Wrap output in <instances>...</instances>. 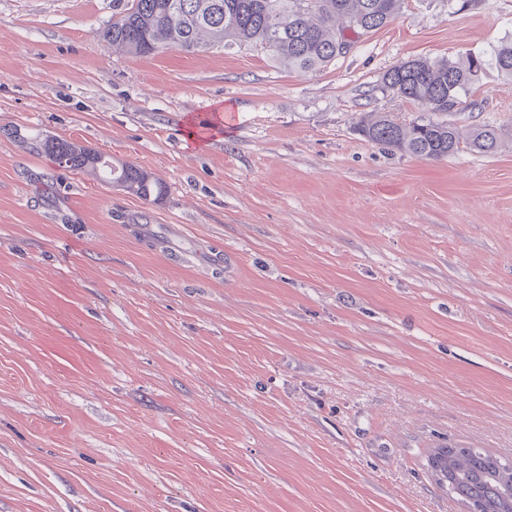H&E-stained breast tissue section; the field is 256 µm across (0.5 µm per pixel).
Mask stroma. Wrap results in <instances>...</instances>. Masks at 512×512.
Listing matches in <instances>:
<instances>
[{
	"label": "stroma",
	"instance_id": "35a3bbf8",
	"mask_svg": "<svg viewBox=\"0 0 512 512\" xmlns=\"http://www.w3.org/2000/svg\"><path fill=\"white\" fill-rule=\"evenodd\" d=\"M112 0H0V512H460L441 444L512 458V81L442 160L367 142L416 57L512 0H404L319 72L112 51ZM57 136L159 200L61 167ZM36 145L52 154L62 167L75 172H90L101 181L119 186L141 199L147 200L153 195L158 199L167 193L163 183L134 164H114L91 149L53 136L38 140Z\"/></svg>",
	"mask_w": 512,
	"mask_h": 512
}]
</instances>
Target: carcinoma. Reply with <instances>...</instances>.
Instances as JSON below:
<instances>
[{"label":"carcinoma","mask_w":512,"mask_h":512,"mask_svg":"<svg viewBox=\"0 0 512 512\" xmlns=\"http://www.w3.org/2000/svg\"><path fill=\"white\" fill-rule=\"evenodd\" d=\"M404 0H113L112 22L103 31L108 45L135 56L160 47L196 51L210 45L249 48L290 70L317 71L353 46L349 32L383 28L400 14ZM512 80V38L482 53L455 58H414L387 70L378 89L424 106L434 114L403 123L386 112H366L357 131L367 141L391 151L429 160L454 154L460 144L492 153L502 139L499 128L472 125L462 129L455 116L473 106V86L488 68ZM38 148L63 167L89 172L103 182L147 200L167 187L131 163L114 164L104 156L67 140L46 136ZM425 469L432 481L459 503L479 512H512V459L484 448L429 451Z\"/></svg>","instance_id":"cac0c4a2"}]
</instances>
